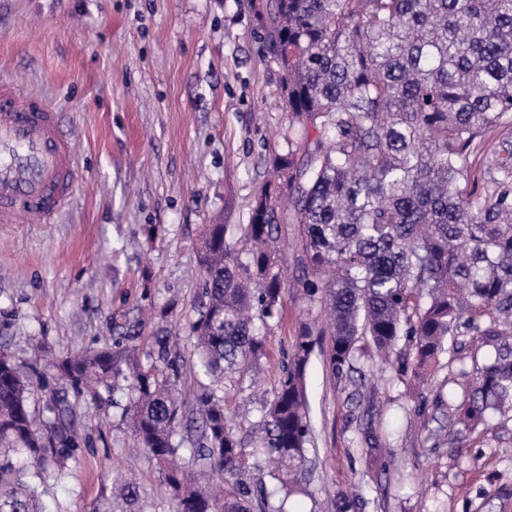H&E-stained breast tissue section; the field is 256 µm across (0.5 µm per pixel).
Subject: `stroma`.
<instances>
[{
  "label": "stroma",
  "mask_w": 512,
  "mask_h": 512,
  "mask_svg": "<svg viewBox=\"0 0 512 512\" xmlns=\"http://www.w3.org/2000/svg\"><path fill=\"white\" fill-rule=\"evenodd\" d=\"M261 34L255 0H0V78L47 99L76 145L66 209L43 224H0V336L16 363L111 345L147 306L159 315L145 334L173 328L181 363L191 362L203 227L226 225L236 242L270 157L303 138ZM300 238L289 225L284 293L259 377L224 384L248 451L299 326L325 316L297 283ZM354 366L341 380L322 353L307 366L314 439L305 490L287 512H337L346 497L359 512H512V420L449 443L458 387L447 356L420 390L382 365L367 339ZM41 371L30 408L45 442L63 424L80 444L63 475L36 485L48 512H97L115 467L139 483L138 512H173L162 470L134 450L124 392L79 396L54 368ZM369 421L386 450L377 463L362 439Z\"/></svg>",
  "instance_id": "1"
}]
</instances>
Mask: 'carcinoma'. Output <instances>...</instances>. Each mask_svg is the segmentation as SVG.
I'll list each match as a JSON object with an SVG mask.
<instances>
[{"mask_svg":"<svg viewBox=\"0 0 512 512\" xmlns=\"http://www.w3.org/2000/svg\"><path fill=\"white\" fill-rule=\"evenodd\" d=\"M259 20L288 117L317 138L301 162L291 140L275 155L239 244L226 225L205 227V301L189 326L196 391L176 396L181 364L164 330L150 337L148 364L135 360L140 322L112 346L56 364L78 395L128 381L125 412L148 458L165 466L175 512H251L255 497L268 509L274 494L300 490L313 329L294 337L255 437L273 489L243 479L246 453L217 394L227 374L266 355L256 322L279 313L288 224L302 226L303 295L327 301L333 378L353 369L361 336L419 384L445 344L477 336L494 356L458 370L449 435L479 436L493 416L512 414V0H269ZM37 372L38 362L24 371L0 348V512H44L9 452L59 470L77 451L64 435L62 447L46 445L34 428ZM195 461L224 487L201 486L187 469ZM139 496L122 476L99 512H134Z\"/></svg>","mask_w":512,"mask_h":512,"instance_id":"obj_1","label":"carcinoma"}]
</instances>
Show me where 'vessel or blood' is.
I'll use <instances>...</instances> for the list:
<instances>
[{"label":"vessel or blood","mask_w":512,"mask_h":512,"mask_svg":"<svg viewBox=\"0 0 512 512\" xmlns=\"http://www.w3.org/2000/svg\"><path fill=\"white\" fill-rule=\"evenodd\" d=\"M14 82L0 80V223L41 224L75 189L76 148L59 112L44 98L19 103Z\"/></svg>","instance_id":"obj_1"}]
</instances>
